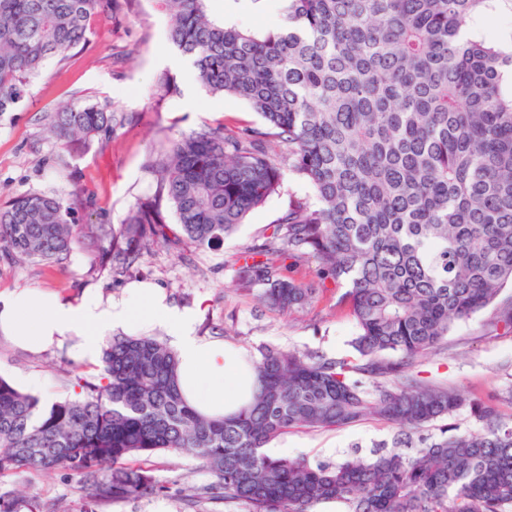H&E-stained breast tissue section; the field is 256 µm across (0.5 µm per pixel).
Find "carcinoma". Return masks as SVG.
I'll use <instances>...</instances> for the list:
<instances>
[{
  "instance_id": "obj_1",
  "label": "carcinoma",
  "mask_w": 512,
  "mask_h": 512,
  "mask_svg": "<svg viewBox=\"0 0 512 512\" xmlns=\"http://www.w3.org/2000/svg\"><path fill=\"white\" fill-rule=\"evenodd\" d=\"M118 0H0V113L14 111L49 57L84 49ZM285 22L264 32L210 18L205 0H157L169 39L214 96L245 101L266 130L203 125L147 169L157 203H139L119 233L80 231L63 197L27 190L0 205V254L58 263L77 247L124 274L154 240L224 243L292 177L315 202L288 206L261 245L239 256L245 288L278 311L320 292L282 272L312 260L344 284L358 333L356 361L268 348L258 389L240 413L212 419L184 398L176 355L153 337L119 336L79 391L49 405L0 378V476L27 467L83 479L87 507L159 490L133 461L184 453L214 477L206 493L250 512H507L512 419L472 405L476 431L430 441L418 429L452 415L461 395L414 379L415 360L454 324L512 284V35L478 27L501 0H286ZM159 98L178 86L158 77ZM126 123L109 103L73 102L46 115L63 152L106 141ZM368 414L396 428L391 449L334 467L273 457L291 428L348 427Z\"/></svg>"
}]
</instances>
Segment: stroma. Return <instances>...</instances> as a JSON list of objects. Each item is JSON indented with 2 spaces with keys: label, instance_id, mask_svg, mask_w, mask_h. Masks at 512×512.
Returning <instances> with one entry per match:
<instances>
[{
  "label": "stroma",
  "instance_id": "obj_1",
  "mask_svg": "<svg viewBox=\"0 0 512 512\" xmlns=\"http://www.w3.org/2000/svg\"><path fill=\"white\" fill-rule=\"evenodd\" d=\"M206 9L212 19L242 30L272 29L285 18L284 0H206ZM168 25L155 0H121L112 20L96 28L86 50L63 66L53 59L47 62L43 74L31 79L18 108L0 113V194L34 189L75 198L80 225L107 224L117 230L135 203L152 198L155 187L146 166L171 140L204 124L234 130L260 127V118L244 101L211 96L198 84L189 63L169 41ZM163 73L180 92L161 100L153 89ZM102 98L111 100L115 111L126 113L129 124L104 143L59 155L45 132L46 114L67 102ZM306 195L302 184L286 181L281 194L250 213L220 248L180 254L155 245L120 276L96 266L80 248L52 265L0 258V293L30 288L76 299L94 290L117 298L128 283L150 280L176 305L196 311L200 335L223 338L244 348L251 359H259L263 349L282 348L354 360L357 329L348 312L336 306L341 287L327 283L311 305L281 313L261 304L256 290L242 289L234 278L232 264L238 253L262 243L289 200ZM510 300L512 288H504L496 303L456 323L435 350L416 362L414 371L421 379L453 388L465 399L451 417L426 424L421 437L433 439L445 429H478L470 406L475 399L512 417V328L498 320L500 305ZM73 362L68 347L30 353L0 335V378L22 390L28 379H38L36 394L42 400L71 393ZM393 435L392 427L369 416L341 429H292L269 448L279 458L333 465L349 457H371ZM146 465L158 492L108 503L101 512H249L241 501L188 498L187 488L212 481L188 455L157 452ZM80 485L79 477L63 470L37 474L20 468L0 477V494L23 492L39 512H83Z\"/></svg>",
  "mask_w": 512,
  "mask_h": 512
}]
</instances>
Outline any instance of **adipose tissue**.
Returning <instances> with one entry per match:
<instances>
[{"label": "adipose tissue", "mask_w": 512, "mask_h": 512, "mask_svg": "<svg viewBox=\"0 0 512 512\" xmlns=\"http://www.w3.org/2000/svg\"><path fill=\"white\" fill-rule=\"evenodd\" d=\"M193 312L171 305L149 282H134L118 300L86 292L80 300L30 289L0 297V332L20 348L39 351L76 339V361L98 363L105 332L137 327L168 329L178 355L177 384L202 415L221 417L248 407L257 379L248 353L223 340L197 335Z\"/></svg>", "instance_id": "ef3b65f1"}]
</instances>
